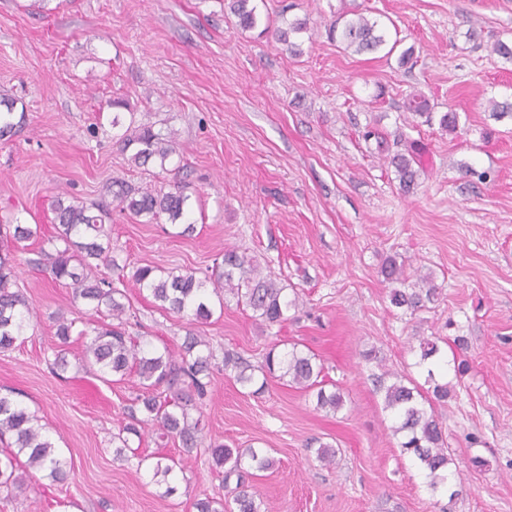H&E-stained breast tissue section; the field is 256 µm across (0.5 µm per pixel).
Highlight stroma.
<instances>
[{"label": "stroma", "instance_id": "stroma-1", "mask_svg": "<svg viewBox=\"0 0 512 512\" xmlns=\"http://www.w3.org/2000/svg\"><path fill=\"white\" fill-rule=\"evenodd\" d=\"M0 0V95L26 122L0 141V224L39 225L19 243L16 287L40 312L15 348L0 352V394L26 405L71 462L76 476L54 483L19 469L0 512H196V500L224 503L210 447L256 448L273 461L250 477L273 512H512V62L491 53L512 40V0H260L272 26L304 19L299 54L272 34L245 30L224 0ZM377 19L395 55L357 54L328 40L337 16ZM413 49L406 66L397 53ZM435 113L458 112L460 131L410 119L409 92ZM120 98L135 124L171 132L180 173L135 167L112 141ZM387 149L364 139L368 128ZM405 141H397L399 128ZM414 147L420 185L404 194L386 154ZM185 180L190 197L181 235L168 221L144 223L113 210L112 266L124 291L126 329L179 352L188 333L206 336L214 359L206 396L192 409L201 451L144 436L140 459L112 442L131 404L132 382H111L84 365L78 333L100 322L84 301L25 265L54 235L58 190L108 202V184L165 186ZM246 252L263 274L298 293L287 322L268 326L228 300L206 324L159 309L135 288L136 267L211 273L226 249ZM432 274L435 305L412 315L389 303L380 269L387 257ZM72 321L61 343L57 317ZM436 336L440 360L461 353L460 377L419 366L417 337ZM467 337L466 350L454 339ZM315 355L338 410L314 391L272 378L264 392L241 386L225 356L261 366L269 350ZM64 355L65 368L54 367ZM391 373L450 383L433 402L445 431L455 495L432 491L409 455L374 386ZM328 444L336 462H321ZM174 458L176 492L152 479L157 456Z\"/></svg>", "mask_w": 512, "mask_h": 512}]
</instances>
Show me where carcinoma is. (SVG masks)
<instances>
[{"instance_id": "1", "label": "carcinoma", "mask_w": 512, "mask_h": 512, "mask_svg": "<svg viewBox=\"0 0 512 512\" xmlns=\"http://www.w3.org/2000/svg\"><path fill=\"white\" fill-rule=\"evenodd\" d=\"M228 8L237 18L239 26L251 30L258 25L256 8L249 0H229ZM307 29V21L295 20L288 28L276 31L280 41L290 51H298L290 35ZM328 38L338 40L356 53L375 52L388 45L387 32L361 13L348 18L339 16L328 28ZM6 111H0V140L10 138L24 124L25 115L14 116V101L0 100ZM117 112L112 116V138L123 152H130L129 161L136 166H145L151 161L159 162L161 170H167L177 154L175 142L153 126L134 122L126 123L118 109L126 107L121 99L112 100ZM405 109L408 113L432 120L429 100L418 93L407 95ZM394 168L399 187L405 194L413 193L419 186L421 168L412 154H395L389 159ZM187 184L176 182L169 190L150 184L134 186L124 180L115 179L106 186L115 207L129 215L154 223L166 218L179 224L188 214L189 195ZM54 214L55 235L48 240L53 251L40 250V258L30 260L35 266H44L52 279L71 290V297L94 304L95 311L106 309L111 323H100L90 331L78 333L84 339V360L97 368L104 376L118 380L135 378L138 393L129 407L128 421L112 434L116 443L115 452L123 455L130 449L127 435L142 437L145 430L161 441L173 439L185 451L200 446L202 428L199 420L189 417V410L202 399L210 383L213 351L202 336L192 333L185 337L180 353L168 349L159 350L126 334L124 317L127 307L125 294L106 278L99 276L98 267L112 262L111 228L107 226L110 211L107 206L86 203L76 197L66 198L57 194L51 202ZM39 227L26 224H0V352L10 350L26 329L38 317L35 306L15 286L17 263L11 252H3L4 242H23L36 237ZM381 275L389 285L390 304L402 313H415L439 299V291L429 275L411 276L404 262L395 257L385 260ZM134 286L147 292L158 306L173 314H189L197 322L207 321L213 311L209 294L217 297L219 308H224V293L237 297L256 317L268 325L282 324L288 320V311L299 307V296L288 297L287 288L276 280L262 275L244 252L229 249L224 252L222 265L204 278L196 272L156 271L151 266H141L132 274ZM419 364L423 365L439 354L435 340L419 339ZM234 363L236 380L244 387L256 383L255 373L241 360L224 359V365ZM323 366L316 357L304 354L297 347L282 353L269 351L265 363L260 367L263 376L260 387H265L268 378H289V381L304 389H317L316 400L320 408L336 410L342 405L341 395L320 387L318 378ZM379 391L383 392L384 409L395 420L394 432L403 435L402 452L413 457L429 479V486L437 491L448 484V452L441 423L434 412L427 411L424 396L418 385L407 386L403 379L390 384L385 376L376 377ZM143 417H137V412ZM11 434L12 442L0 449V488L10 492L17 487L14 473L19 467L35 469L45 473L54 482L67 480L73 469L61 456L54 443L46 435L38 419L27 407L7 397L0 396V438ZM215 469L224 474L223 481L236 476V494L233 503L237 512H271L261 507L253 493L245 485V469L263 471L271 465L270 459L253 448L241 451L226 445L210 449ZM174 459L157 458L153 477H162L166 483L164 495H170L175 487L168 484L174 471Z\"/></svg>"}]
</instances>
